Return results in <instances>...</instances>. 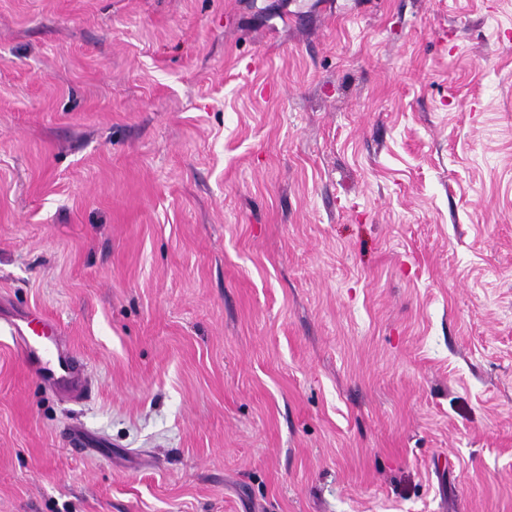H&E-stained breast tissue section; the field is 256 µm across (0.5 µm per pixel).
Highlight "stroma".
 Here are the masks:
<instances>
[{
  "label": "stroma",
  "mask_w": 512,
  "mask_h": 512,
  "mask_svg": "<svg viewBox=\"0 0 512 512\" xmlns=\"http://www.w3.org/2000/svg\"><path fill=\"white\" fill-rule=\"evenodd\" d=\"M0 512H512V0H0ZM57 324L42 313H34L14 324L15 338L24 348L29 367L49 387L72 399L81 397L84 383L79 376L80 364L64 351Z\"/></svg>",
  "instance_id": "obj_1"
}]
</instances>
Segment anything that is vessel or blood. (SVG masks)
<instances>
[{
  "label": "vessel or blood",
  "instance_id": "vessel-or-blood-1",
  "mask_svg": "<svg viewBox=\"0 0 512 512\" xmlns=\"http://www.w3.org/2000/svg\"><path fill=\"white\" fill-rule=\"evenodd\" d=\"M57 331L56 323L40 313L31 314L13 327L15 338L26 352L29 367L46 385L77 399L84 389L80 365L73 355L64 351Z\"/></svg>",
  "mask_w": 512,
  "mask_h": 512
}]
</instances>
